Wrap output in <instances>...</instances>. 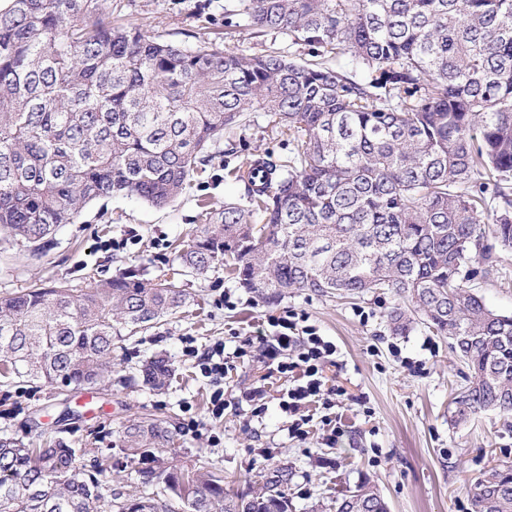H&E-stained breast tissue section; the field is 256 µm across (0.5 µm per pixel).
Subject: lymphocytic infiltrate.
<instances>
[{"instance_id": "obj_1", "label": "lymphocytic infiltrate", "mask_w": 512, "mask_h": 512, "mask_svg": "<svg viewBox=\"0 0 512 512\" xmlns=\"http://www.w3.org/2000/svg\"><path fill=\"white\" fill-rule=\"evenodd\" d=\"M268 334L260 336L265 366L285 380L279 406L288 416L289 436L304 440L309 435L308 425L313 411H321V423L327 443H334L340 432L338 416L333 415L335 400L343 396L340 387L328 386L327 367L335 365L338 348L335 341L309 324L306 315L295 312L285 316H269ZM251 339L241 340L233 353H226L224 342H215L205 353L187 348L188 356L197 360L201 374L209 378L213 391L208 412L211 418L220 419L231 404L224 392V377L235 359L242 357Z\"/></svg>"}]
</instances>
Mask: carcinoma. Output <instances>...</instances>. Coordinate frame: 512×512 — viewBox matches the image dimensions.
I'll return each instance as SVG.
<instances>
[{
    "instance_id": "cac0c4a2",
    "label": "carcinoma",
    "mask_w": 512,
    "mask_h": 512,
    "mask_svg": "<svg viewBox=\"0 0 512 512\" xmlns=\"http://www.w3.org/2000/svg\"><path fill=\"white\" fill-rule=\"evenodd\" d=\"M0 5V239L45 248L92 201L131 195L163 207L190 185L206 152L249 112L297 136L239 205L209 212L175 246L189 273L221 264L264 300L288 291L399 299L393 330L421 322L450 340L471 372L456 424L512 414V315L489 308L461 276L475 259L497 271L493 238L512 247V0H231L226 26L286 33L309 47L245 55L189 50L113 16L112 0ZM346 57L363 77L333 65ZM178 283L131 269L86 288L35 283L0 296V376L73 396L112 372V350L186 306ZM157 355L140 368L161 391ZM121 448L142 493L104 490L111 456L83 464L63 440L43 447L0 435V512H287L288 468L258 491L224 488V471L177 461L166 422L124 425ZM472 512H512V469L490 468ZM336 512H389L377 488Z\"/></svg>"
}]
</instances>
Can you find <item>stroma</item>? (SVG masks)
Masks as SVG:
<instances>
[{"label": "stroma", "mask_w": 512, "mask_h": 512, "mask_svg": "<svg viewBox=\"0 0 512 512\" xmlns=\"http://www.w3.org/2000/svg\"><path fill=\"white\" fill-rule=\"evenodd\" d=\"M112 2L124 22L189 49L220 36L224 47L243 54L268 47L298 61L308 57L307 47L290 45L284 33L260 43L245 30L224 38L228 0ZM292 147L287 130L274 126L266 113L252 112L245 124L216 143V158L169 205L159 209L133 196L104 198L89 204L75 223L61 226L43 252L0 243V295L38 280L81 287L131 266L149 282L181 273L189 293L181 313L127 337L114 351L112 380L94 392L91 406L49 386L0 377V434L63 438L84 449L88 465L102 450H110L108 489L126 497L139 488L118 448L121 427L137 416L164 418L175 426L181 460L209 462L236 489L250 487L264 470L288 468L292 512H336L338 492L364 482L377 486L390 512H470V487L482 471L512 467V418L488 412L464 425L450 421L448 409L467 368L453 356L446 338L421 324L404 334L392 332L387 313L395 299L390 295L352 300L306 291L267 304L241 287L224 266L196 275L181 272L173 259L171 243L204 224L206 212L228 201L246 204L245 184L231 177L230 169L256 155L281 160ZM111 239L122 242V249L109 248ZM496 255L497 274L474 277L470 284L491 309L510 315L512 249L497 248ZM290 311L308 316L338 346L337 364L327 369L326 377L329 385L345 387L348 397L335 408L343 433L330 448L314 433L302 442L289 438L279 409L283 381L269 374L259 355L238 359L224 387L237 398L264 384L266 413L257 418L232 405L216 421L207 411L208 381L194 359L183 354L186 346L203 350L219 340L234 350L235 337L254 338L266 330V315ZM159 354L175 369L162 392L136 378L143 361ZM191 416L201 422L198 431L184 427ZM262 448L270 458L259 456Z\"/></svg>", "instance_id": "stroma-1"}]
</instances>
